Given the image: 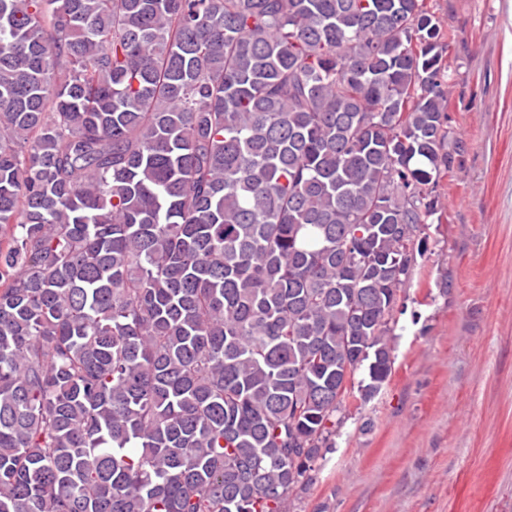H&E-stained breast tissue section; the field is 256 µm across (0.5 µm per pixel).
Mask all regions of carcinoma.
<instances>
[{
	"label": "carcinoma",
	"instance_id": "cac0c4a2",
	"mask_svg": "<svg viewBox=\"0 0 512 512\" xmlns=\"http://www.w3.org/2000/svg\"><path fill=\"white\" fill-rule=\"evenodd\" d=\"M454 40L431 0H0V512H290L463 168Z\"/></svg>",
	"mask_w": 512,
	"mask_h": 512
}]
</instances>
